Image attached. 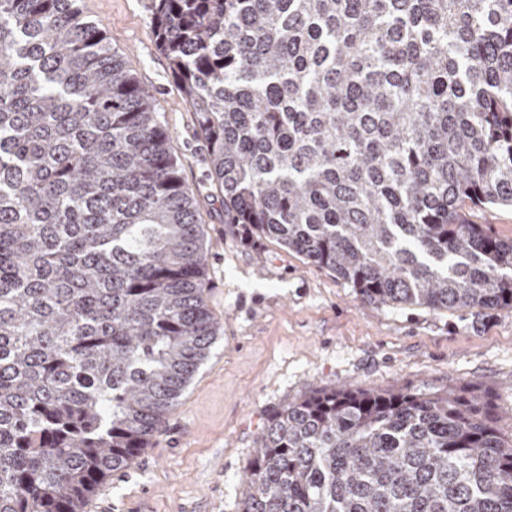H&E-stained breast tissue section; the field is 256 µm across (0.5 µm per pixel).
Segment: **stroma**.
Here are the masks:
<instances>
[{
	"label": "stroma",
	"instance_id": "stroma-1",
	"mask_svg": "<svg viewBox=\"0 0 512 512\" xmlns=\"http://www.w3.org/2000/svg\"><path fill=\"white\" fill-rule=\"evenodd\" d=\"M150 0H81L149 88L193 189L208 249L207 304L220 334L161 431L85 512H238L265 415L341 385H470L512 435V312L363 303L333 272L224 221L193 112L158 49Z\"/></svg>",
	"mask_w": 512,
	"mask_h": 512
}]
</instances>
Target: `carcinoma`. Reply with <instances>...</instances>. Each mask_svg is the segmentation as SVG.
<instances>
[{
	"label": "carcinoma",
	"mask_w": 512,
	"mask_h": 512,
	"mask_svg": "<svg viewBox=\"0 0 512 512\" xmlns=\"http://www.w3.org/2000/svg\"><path fill=\"white\" fill-rule=\"evenodd\" d=\"M224 223L369 304L512 310V0H151ZM194 193L77 0H0V512H83L207 358ZM240 512H512L466 386L335 387L269 415ZM469 206H466V211L472 223L484 225L501 239H512V206Z\"/></svg>",
	"instance_id": "obj_1"
}]
</instances>
